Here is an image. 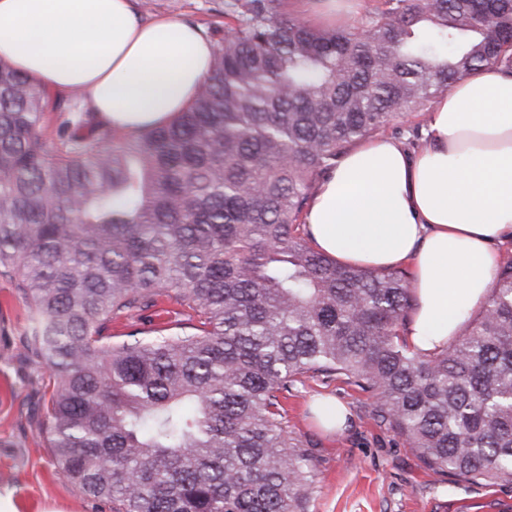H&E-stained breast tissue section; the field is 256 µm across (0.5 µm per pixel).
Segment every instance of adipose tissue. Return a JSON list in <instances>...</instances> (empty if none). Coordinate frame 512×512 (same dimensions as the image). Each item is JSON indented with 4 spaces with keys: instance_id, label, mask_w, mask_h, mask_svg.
Returning a JSON list of instances; mask_svg holds the SVG:
<instances>
[{
    "instance_id": "1",
    "label": "adipose tissue",
    "mask_w": 512,
    "mask_h": 512,
    "mask_svg": "<svg viewBox=\"0 0 512 512\" xmlns=\"http://www.w3.org/2000/svg\"><path fill=\"white\" fill-rule=\"evenodd\" d=\"M214 47L173 17L141 21L133 0H0V60L56 93L78 91L123 133L168 123L192 102ZM312 246L352 265L409 267L403 343L427 355L483 306L512 237V72L486 66L430 108L414 151L379 136L351 147L313 193Z\"/></svg>"
}]
</instances>
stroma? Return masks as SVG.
Instances as JSON below:
<instances>
[{
    "instance_id": "35a3bbf8",
    "label": "stroma",
    "mask_w": 512,
    "mask_h": 512,
    "mask_svg": "<svg viewBox=\"0 0 512 512\" xmlns=\"http://www.w3.org/2000/svg\"><path fill=\"white\" fill-rule=\"evenodd\" d=\"M147 20L170 15L223 26L207 0H136ZM24 305L0 277V494L19 512H112L59 475L35 422L48 405L53 381L46 368L18 355ZM335 397L349 410L339 434L323 433L309 412L316 398ZM292 437L315 466L308 512H512V485H471L429 468L415 449L380 424L374 400L345 380L314 377L296 384L286 401Z\"/></svg>"
}]
</instances>
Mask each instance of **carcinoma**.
Listing matches in <instances>:
<instances>
[{"instance_id": "cac0c4a2", "label": "carcinoma", "mask_w": 512, "mask_h": 512, "mask_svg": "<svg viewBox=\"0 0 512 512\" xmlns=\"http://www.w3.org/2000/svg\"><path fill=\"white\" fill-rule=\"evenodd\" d=\"M221 5L197 97L123 142L0 62V277L55 379L37 429L60 473L112 512H307L282 399L343 376L430 468L512 484V261L422 356L400 340L406 269L343 265L299 233L353 145L512 70V0H384L328 29L285 0ZM162 304L166 325L112 340Z\"/></svg>"}]
</instances>
